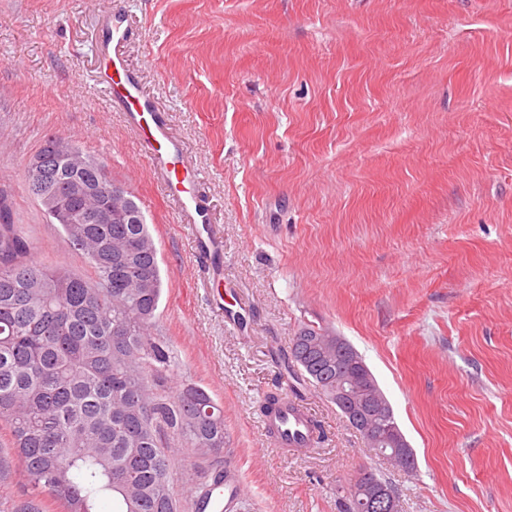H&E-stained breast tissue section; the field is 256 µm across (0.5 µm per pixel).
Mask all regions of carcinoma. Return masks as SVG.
Segmentation results:
<instances>
[{
    "instance_id": "1",
    "label": "carcinoma",
    "mask_w": 512,
    "mask_h": 512,
    "mask_svg": "<svg viewBox=\"0 0 512 512\" xmlns=\"http://www.w3.org/2000/svg\"><path fill=\"white\" fill-rule=\"evenodd\" d=\"M57 136L44 140L49 178L44 214L60 224L68 246L91 274L35 260L37 243L15 220L0 189V426L14 455L0 452V484L18 462L27 483L61 512H187L231 482L224 468V409L194 383L174 385L178 365L155 332L163 292L158 249L147 223L94 224L92 197L57 200L73 181L91 183L102 161L70 139L55 157ZM290 354L321 394L364 384L383 395L364 359L336 351L333 335L305 325ZM193 461L201 482L183 492L172 483L178 460ZM338 512H369L337 496ZM0 512H42L36 497Z\"/></svg>"
}]
</instances>
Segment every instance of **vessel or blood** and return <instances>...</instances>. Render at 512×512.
<instances>
[{
  "label": "vessel or blood",
  "instance_id": "vessel-or-blood-1",
  "mask_svg": "<svg viewBox=\"0 0 512 512\" xmlns=\"http://www.w3.org/2000/svg\"><path fill=\"white\" fill-rule=\"evenodd\" d=\"M102 28L105 36L97 44V54L103 57L104 63L96 71V82L111 105L120 108L127 124L138 133L165 190L176 193L180 211L193 226L197 254L208 263L213 273H220L224 247L214 237L209 213L195 190L198 174L191 167H178L182 148L171 136L164 113L146 94L139 74L130 67L122 51L132 36L125 13L112 11L104 18ZM309 422L308 413L298 403L287 399L278 412L265 419L264 427L274 432L275 447L285 451L314 447L315 439Z\"/></svg>",
  "mask_w": 512,
  "mask_h": 512
}]
</instances>
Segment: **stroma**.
<instances>
[{
  "mask_svg": "<svg viewBox=\"0 0 512 512\" xmlns=\"http://www.w3.org/2000/svg\"><path fill=\"white\" fill-rule=\"evenodd\" d=\"M116 9L200 174L222 280L95 81ZM49 134L103 161L145 213L178 375L224 409L246 490L233 512H337L363 468L402 512H512V0H0V187L37 261L81 271L23 177ZM307 324L362 355L414 469L368 455L284 366ZM270 392L318 422L315 448L272 449Z\"/></svg>",
  "mask_w": 512,
  "mask_h": 512,
  "instance_id": "1",
  "label": "stroma"
}]
</instances>
